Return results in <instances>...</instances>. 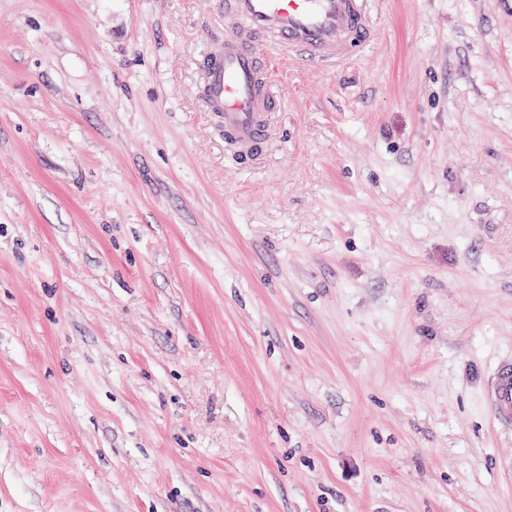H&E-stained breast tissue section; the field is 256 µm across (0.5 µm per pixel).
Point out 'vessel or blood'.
<instances>
[{"label": "vessel or blood", "mask_w": 512, "mask_h": 512, "mask_svg": "<svg viewBox=\"0 0 512 512\" xmlns=\"http://www.w3.org/2000/svg\"><path fill=\"white\" fill-rule=\"evenodd\" d=\"M374 30L370 0H224V39L203 59V108L221 118L239 160L256 163L274 138L270 60L337 67L355 60ZM484 398L497 423L512 427V353L497 361Z\"/></svg>", "instance_id": "vessel-or-blood-1"}]
</instances>
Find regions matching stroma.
I'll return each mask as SVG.
<instances>
[{
	"label": "stroma",
	"instance_id": "stroma-1",
	"mask_svg": "<svg viewBox=\"0 0 512 512\" xmlns=\"http://www.w3.org/2000/svg\"><path fill=\"white\" fill-rule=\"evenodd\" d=\"M238 164L224 0H0V512H512V0H381ZM484 398L497 423L503 427H512V353L497 361L489 377Z\"/></svg>",
	"mask_w": 512,
	"mask_h": 512
}]
</instances>
